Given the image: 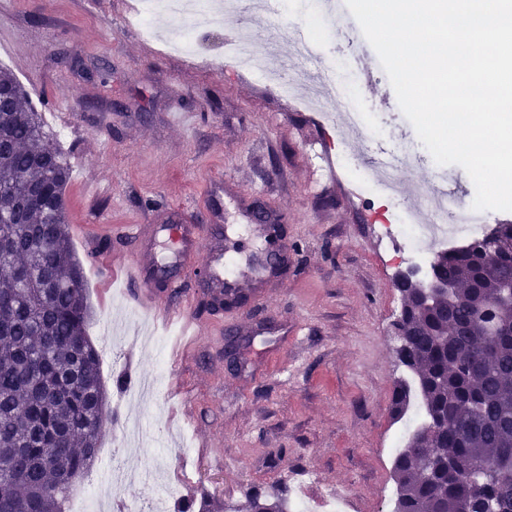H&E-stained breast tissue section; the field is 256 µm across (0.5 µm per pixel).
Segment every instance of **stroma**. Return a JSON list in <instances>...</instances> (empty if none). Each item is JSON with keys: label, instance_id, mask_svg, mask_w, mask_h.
Returning a JSON list of instances; mask_svg holds the SVG:
<instances>
[{"label": "stroma", "instance_id": "obj_1", "mask_svg": "<svg viewBox=\"0 0 512 512\" xmlns=\"http://www.w3.org/2000/svg\"><path fill=\"white\" fill-rule=\"evenodd\" d=\"M138 0H0V65L10 69L39 114L46 136L70 166L65 198L79 259L95 250L123 260V232L135 224L210 225L224 207L235 233L226 247L247 263L261 238L241 205L278 214L288 267L264 280L249 302L206 312L199 264L181 270L180 291L197 319L184 344L176 325H154L164 348L121 351L114 330L137 313L128 290L102 288L85 268L92 318L87 332L102 352L108 407L123 404L114 378L125 368L150 376L166 366L158 399L140 413L149 426L186 436L188 471L171 468L183 498L207 497L217 512H246L253 487L303 485L307 497L332 491L350 512H390L394 483L390 414L403 377L390 322L400 310L393 286L400 260L380 250L374 227L392 218L380 200L354 196L335 161L334 133L308 96L281 98L238 71L225 55L241 28L278 42L289 70L304 68L295 37L314 0H289L276 15L263 7L227 17L214 8L196 37V60L170 55L161 37L184 20L164 11L143 33ZM323 67L342 68L356 104L380 134L407 126L371 44L351 43L340 20L323 31ZM109 64L108 85L82 64ZM67 108L58 119L46 106ZM222 180L221 199L207 193ZM111 225L100 235L95 225ZM249 339L244 367L224 357V337Z\"/></svg>", "mask_w": 512, "mask_h": 512}]
</instances>
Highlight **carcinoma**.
<instances>
[{"label": "carcinoma", "mask_w": 512, "mask_h": 512, "mask_svg": "<svg viewBox=\"0 0 512 512\" xmlns=\"http://www.w3.org/2000/svg\"><path fill=\"white\" fill-rule=\"evenodd\" d=\"M70 170L15 76L0 67V512H63L100 448L105 387L83 266L68 232ZM434 254L453 298L419 283L401 297L392 390L403 419L424 410L392 466L395 512H512V224ZM289 490L254 492L249 512H288Z\"/></svg>", "instance_id": "obj_1"}]
</instances>
